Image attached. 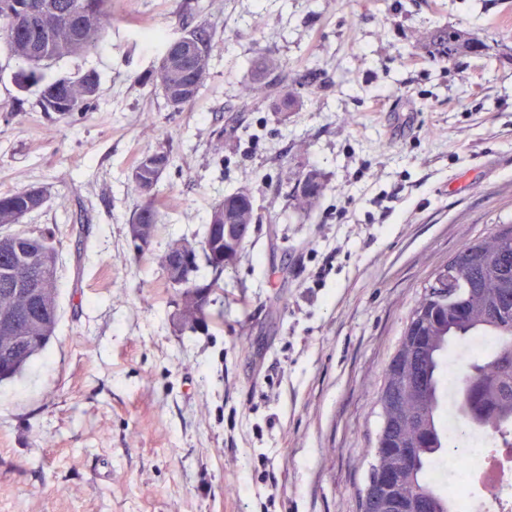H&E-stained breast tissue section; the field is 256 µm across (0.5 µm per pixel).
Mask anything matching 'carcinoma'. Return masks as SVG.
I'll return each instance as SVG.
<instances>
[{
  "mask_svg": "<svg viewBox=\"0 0 512 512\" xmlns=\"http://www.w3.org/2000/svg\"><path fill=\"white\" fill-rule=\"evenodd\" d=\"M112 0H0V43H5L22 67L16 74L17 86L26 91L40 88L41 111L55 119H66L89 110L98 92V74L89 70L73 78L50 79L46 70L60 58L77 56L93 50L112 21ZM186 38L197 46L191 57L181 54ZM434 51L445 61L454 62L466 55L481 53L485 44L456 28H442L434 36ZM213 46L201 30H187L180 37L165 42V53L157 72L164 95L182 96L190 104L203 85ZM268 63L256 66V87L252 99L277 95L288 105H295L294 92L284 77L275 84L263 82ZM163 167L171 164V152L159 150L140 158L131 171V181L144 201L134 211L131 223L150 224L157 232L160 211L154 204V189ZM324 184L315 171L297 175L287 202L296 210H312L322 195ZM43 202L31 188L0 194V318L9 317L13 335L22 337L15 348L4 349L0 332V383L21 376L46 348L60 317L58 249L55 234L41 232L49 239V255L37 265L35 274L48 287L47 304L37 309L22 305L11 295L7 281L28 269L26 256L16 250V241L29 234V228L14 229ZM236 224L254 221V205L240 201L234 192L214 206L208 223L222 224L224 216ZM210 277L198 275L193 263L183 287L176 289L181 326L197 331L224 316L211 312L213 300H197L198 286L209 294L223 289L224 269L207 263ZM478 295L466 316L458 317L450 302L465 296L470 289ZM478 338L492 341L488 350L468 359L460 375L453 399H448V346L469 343ZM418 355V386L410 383V372L395 377L384 373L378 405L381 418H387L396 437L412 448L404 463L402 491L411 497L422 492L429 512H453L448 493L432 478L436 464L448 455V404L465 423L476 429L512 423V220L500 222L487 235L463 244L448 262L434 271L432 281L410 311L392 361L412 367ZM389 441L377 437L368 449L373 459L368 481H373L378 467L393 459L386 456Z\"/></svg>",
  "mask_w": 512,
  "mask_h": 512,
  "instance_id": "obj_1",
  "label": "carcinoma"
}]
</instances>
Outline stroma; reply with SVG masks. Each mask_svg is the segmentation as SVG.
<instances>
[{
	"label": "stroma",
	"mask_w": 512,
	"mask_h": 512,
	"mask_svg": "<svg viewBox=\"0 0 512 512\" xmlns=\"http://www.w3.org/2000/svg\"><path fill=\"white\" fill-rule=\"evenodd\" d=\"M201 24L207 76L176 110L144 33ZM448 26L483 54L418 45ZM261 55L295 107L252 101ZM17 69L1 44L0 194L46 187L26 223L56 232L61 311L0 385V512H360L410 310L463 243L512 218V0H112L97 47L49 69L99 74L92 107L55 122ZM163 147L139 258L128 176ZM311 169L317 206L286 208ZM240 189L255 222L215 296L224 317L178 332L157 258Z\"/></svg>",
	"instance_id": "obj_1"
}]
</instances>
